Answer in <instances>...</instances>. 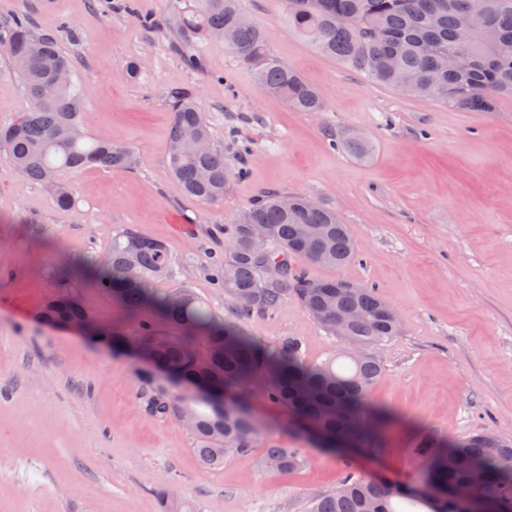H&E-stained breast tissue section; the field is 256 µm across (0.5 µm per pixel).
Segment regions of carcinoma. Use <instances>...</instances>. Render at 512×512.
Returning a JSON list of instances; mask_svg holds the SVG:
<instances>
[{
	"instance_id": "cac0c4a2",
	"label": "carcinoma",
	"mask_w": 512,
	"mask_h": 512,
	"mask_svg": "<svg viewBox=\"0 0 512 512\" xmlns=\"http://www.w3.org/2000/svg\"><path fill=\"white\" fill-rule=\"evenodd\" d=\"M242 0H198L177 11L175 24L188 41L205 39L224 29L234 31L228 45L250 67L258 84L301 112H320L325 99L294 69L275 57L264 31L254 22L243 25ZM288 26L323 53L364 73L374 82L409 95L463 110L491 111L498 98L512 95V0H288ZM467 28L466 48L457 34ZM14 46L11 57L19 78L34 99L31 111L0 127V151L28 181L56 185L54 200L61 208L72 202L70 187L59 180L62 170L100 167L116 173L134 167L131 148L88 136L70 138L80 125L82 93L75 85L55 87L52 97L41 95L71 62L52 37L37 34L25 18H16L0 33V42ZM173 112L170 166L185 192L205 203L224 200L234 181L245 175L211 146L199 151L184 131L195 130L209 141V126L192 91L176 88L167 95ZM341 147L358 156L368 143L347 137ZM262 224L269 238L265 252L250 246L251 225ZM229 253L216 270L224 303L234 316L220 322L189 292L159 294L153 285L175 274L167 247L132 232L112 239L101 267L92 271L95 286L112 295L126 317L149 309L154 322L144 324L134 338L100 325L77 296L63 292L40 310L41 319L84 320L93 339L112 346L137 342L152 345L154 367L170 372L198 394H178L152 372L142 377L150 390L151 409L180 420L187 414L194 425L196 452L202 466L224 463V456L260 445L261 433L244 400L252 383L263 376L269 399L296 421L317 428L329 446L347 442L362 448L373 442L388 422L383 411L367 415L370 388L382 367L375 350L399 335L398 313L376 290L338 279L313 280L288 262L304 256L323 266L339 267L358 257L341 216L322 205L311 207L308 197L284 191L267 192L254 201L236 224L226 229ZM342 342L357 345L365 356L354 358L340 348L320 363L304 359L302 341L284 336L266 346L250 336L241 320L268 315L288 297ZM355 312L345 327H336V308ZM238 401V411L220 409L215 396ZM264 463L286 475L299 468L301 449L268 440ZM426 459L424 481L430 487L450 486L499 500L502 512H512V444L477 434L449 445L435 433L418 442ZM164 512H187L189 506L169 488L153 490ZM307 512H456L448 502L415 495L395 480L363 478L346 473L337 488L308 501Z\"/></svg>"
}]
</instances>
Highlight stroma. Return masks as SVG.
<instances>
[{"mask_svg":"<svg viewBox=\"0 0 512 512\" xmlns=\"http://www.w3.org/2000/svg\"><path fill=\"white\" fill-rule=\"evenodd\" d=\"M174 1L134 0L128 12L121 0H0V26L28 18L71 58L86 135L126 143L136 160L124 173L61 172L74 197L62 208L0 154V512H161L153 489L168 481L194 512H306L348 471L418 484L421 433L512 439V97L485 112L405 95L289 29L287 0H243L271 52L324 95L323 111L300 112L264 92L223 41L185 43ZM173 88L194 92L215 146L250 147L232 155L248 174L219 203L188 197L171 172ZM32 105L0 54V125ZM354 134L367 155L333 143ZM269 190L336 209L358 247L342 268L302 257L293 266L374 287L401 315L404 331L379 347L383 372L369 394L393 421L373 447L339 457L305 437L260 380L247 403L263 434L302 449L305 465L283 475L251 448L205 469L190 431L149 411L133 354L37 311L66 288L125 332L152 320L148 310L120 318L88 276L129 230L162 241L175 259L159 292L189 290L229 318L212 279L225 256L222 228ZM245 328L267 345L299 337L310 363L338 345L292 298Z\"/></svg>","mask_w":512,"mask_h":512,"instance_id":"stroma-1","label":"stroma"}]
</instances>
